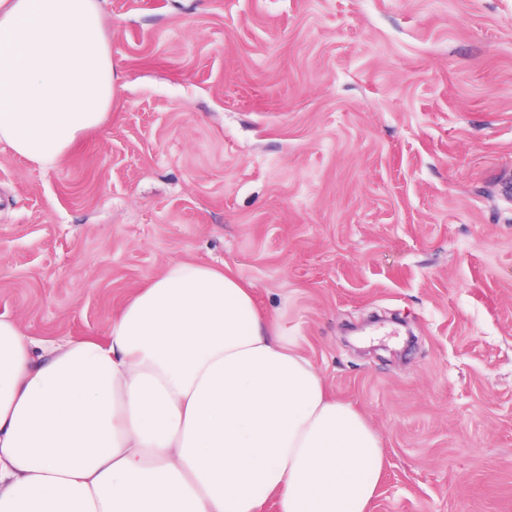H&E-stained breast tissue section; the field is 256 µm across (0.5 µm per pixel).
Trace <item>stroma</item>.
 <instances>
[{"mask_svg":"<svg viewBox=\"0 0 512 512\" xmlns=\"http://www.w3.org/2000/svg\"><path fill=\"white\" fill-rule=\"evenodd\" d=\"M99 5L107 120L0 144V317L104 343L224 268L380 434L370 512H512V0Z\"/></svg>","mask_w":512,"mask_h":512,"instance_id":"obj_1","label":"stroma"}]
</instances>
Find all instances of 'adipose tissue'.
Listing matches in <instances>:
<instances>
[{
	"mask_svg": "<svg viewBox=\"0 0 512 512\" xmlns=\"http://www.w3.org/2000/svg\"><path fill=\"white\" fill-rule=\"evenodd\" d=\"M98 0H0V143L49 168L112 102ZM381 437L224 269L176 262L107 344L0 319V512H368Z\"/></svg>",
	"mask_w": 512,
	"mask_h": 512,
	"instance_id": "ef3b65f1",
	"label": "adipose tissue"
}]
</instances>
